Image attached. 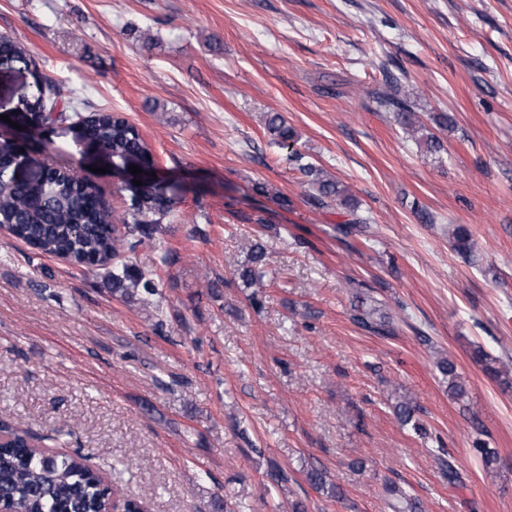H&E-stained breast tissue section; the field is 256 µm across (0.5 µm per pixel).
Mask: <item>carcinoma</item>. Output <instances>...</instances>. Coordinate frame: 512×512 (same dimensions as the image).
Listing matches in <instances>:
<instances>
[{"mask_svg": "<svg viewBox=\"0 0 512 512\" xmlns=\"http://www.w3.org/2000/svg\"><path fill=\"white\" fill-rule=\"evenodd\" d=\"M0 55L29 68L33 60L15 41L0 37ZM46 91L32 95L30 108L49 115L62 98V88L45 79ZM379 103L407 115L410 105L407 96L400 95L399 87L390 85V92L379 98ZM272 142L283 149L290 148L295 132L278 113L267 121ZM84 134L94 140L112 160L122 163L130 157L147 159L152 155L149 145L139 130L121 115L109 110H98L83 120ZM287 161L296 165L315 190L312 201L325 206L338 201L353 207V199L346 189L324 177L315 166L304 162L297 152H290ZM11 158L0 156V224L13 225L18 238L33 245L40 254L71 255L86 261L89 269L107 270L112 277V290L132 295L141 289L149 296L158 294L155 278L146 275L135 264L119 259V252L134 254L152 236L155 225L169 215L179 202L176 197L160 198L149 192L129 196L123 212L113 211L103 202L97 189L80 179L69 169H47L43 180L16 182L11 176ZM455 249L462 255L476 258L474 242L468 229L457 226L452 232ZM264 249L255 244L251 266L242 276L250 282H260L265 276ZM354 320L374 332L388 331L390 317L374 306L354 316ZM440 372L448 377L451 394L462 399L466 388L460 380L454 362L442 360ZM16 448L0 450V497L15 512H97L107 506L110 482L87 466L79 454H48L32 444L30 436L13 431Z\"/></svg>", "mask_w": 512, "mask_h": 512, "instance_id": "1", "label": "carcinoma"}]
</instances>
